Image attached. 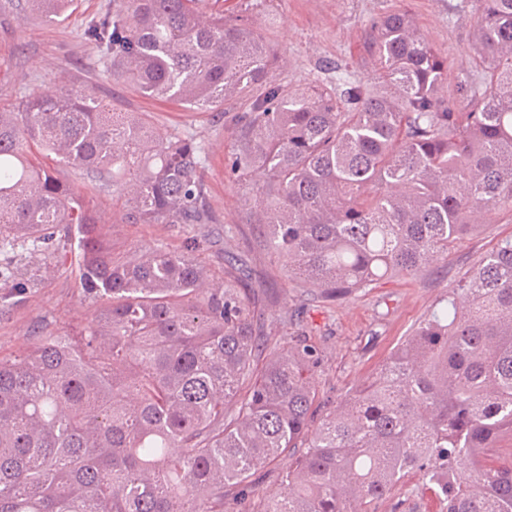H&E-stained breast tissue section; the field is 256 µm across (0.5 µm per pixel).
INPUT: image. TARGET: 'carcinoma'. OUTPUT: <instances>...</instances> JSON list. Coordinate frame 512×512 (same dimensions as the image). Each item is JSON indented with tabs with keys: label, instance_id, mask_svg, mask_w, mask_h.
<instances>
[{
	"label": "carcinoma",
	"instance_id": "1",
	"mask_svg": "<svg viewBox=\"0 0 512 512\" xmlns=\"http://www.w3.org/2000/svg\"><path fill=\"white\" fill-rule=\"evenodd\" d=\"M49 20L68 0H27ZM84 30L112 78L199 109L249 100L234 172L260 170L255 222L331 300L427 273L493 210L512 212V0H470L476 73L442 96L448 59L407 13L374 20L364 77L284 86L249 16L199 0H114ZM112 181L119 224L216 223L202 148L81 83L49 81L0 112V255L27 243L100 302L78 340L0 356V512H375L419 473L443 512H512V237L488 251L380 370L323 412L306 336L258 366L251 290L210 278L200 242L116 251L80 194L34 162ZM0 314L38 278L0 262ZM279 469V489L258 490Z\"/></svg>",
	"mask_w": 512,
	"mask_h": 512
}]
</instances>
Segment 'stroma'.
I'll return each instance as SVG.
<instances>
[{
  "mask_svg": "<svg viewBox=\"0 0 512 512\" xmlns=\"http://www.w3.org/2000/svg\"><path fill=\"white\" fill-rule=\"evenodd\" d=\"M112 0H70L63 16L45 19L25 0H0V108L46 81H81L115 112H141L164 134L192 135L206 155L201 177L219 235L204 245L214 270L232 269L238 283L262 298L256 321L270 347L304 335L321 350L317 372L320 393L337 405L363 384L412 336L433 311L445 304L455 283L479 263L497 242L512 237V213L493 211L485 224L464 238L446 263L411 278L386 277L345 299L329 302L290 276L284 260L259 243L251 224L263 176L254 171L239 178L230 171L236 149L240 100L223 107L194 110L164 99L142 97L132 84L112 78L108 60L82 35L94 15L111 11ZM403 11L415 18L432 46L450 62L442 95L455 96L472 68L473 20L466 0H263L252 15L258 32L277 54L275 74L284 84L306 85L327 78V64L366 76L369 66L363 40L370 21ZM39 162L55 167L57 177L80 192L93 211L105 239L118 249L140 245L175 246L197 235L189 224H117L113 221L112 186L90 174L56 166L52 156ZM27 263L43 268L37 288L0 316V355L19 354L35 331L78 334L97 315L100 304L73 288L71 266L57 265L39 253ZM439 498L410 473L376 505L375 512H440Z\"/></svg>",
  "mask_w": 512,
  "mask_h": 512,
  "instance_id": "obj_1",
  "label": "stroma"
}]
</instances>
